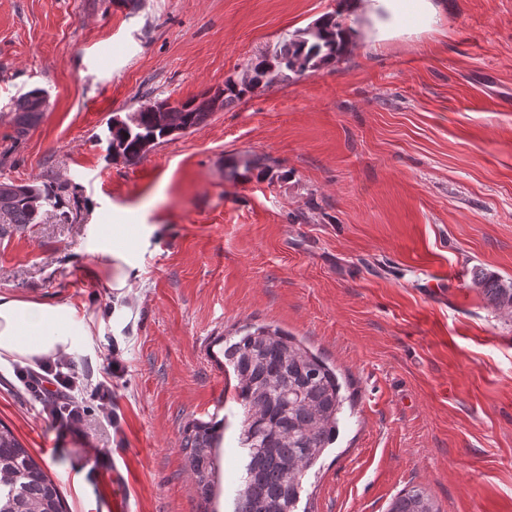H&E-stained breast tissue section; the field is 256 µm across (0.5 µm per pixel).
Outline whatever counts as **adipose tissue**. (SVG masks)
I'll use <instances>...</instances> for the list:
<instances>
[{"instance_id":"adipose-tissue-1","label":"adipose tissue","mask_w":512,"mask_h":512,"mask_svg":"<svg viewBox=\"0 0 512 512\" xmlns=\"http://www.w3.org/2000/svg\"><path fill=\"white\" fill-rule=\"evenodd\" d=\"M352 8L365 15L383 38L394 34L396 20L407 12L427 27L441 21L437 0H354ZM90 336L84 312L74 305L0 292V361L33 366L70 354Z\"/></svg>"}]
</instances>
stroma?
Wrapping results in <instances>:
<instances>
[{"label":"stroma","instance_id":"35a3bbf8","mask_svg":"<svg viewBox=\"0 0 512 512\" xmlns=\"http://www.w3.org/2000/svg\"><path fill=\"white\" fill-rule=\"evenodd\" d=\"M336 0H0V181H64L68 221L0 228V291L92 319L69 355L88 422L55 425L0 364V422L61 485L68 512H201L178 444L224 422L232 512L245 463L224 337L279 327L335 368L339 434L297 512H512V318L471 285L512 278V0H444L380 40L362 15L333 68L276 76L131 164L107 126L241 76ZM47 106L24 137L15 102ZM255 159L284 179L232 177ZM130 289L104 288V242ZM119 369L106 374L108 362ZM112 386L113 428L97 386ZM51 454H42L44 444ZM122 481L113 482V471ZM387 512H439V509L424 490L410 489L394 498Z\"/></svg>","mask_w":512,"mask_h":512}]
</instances>
